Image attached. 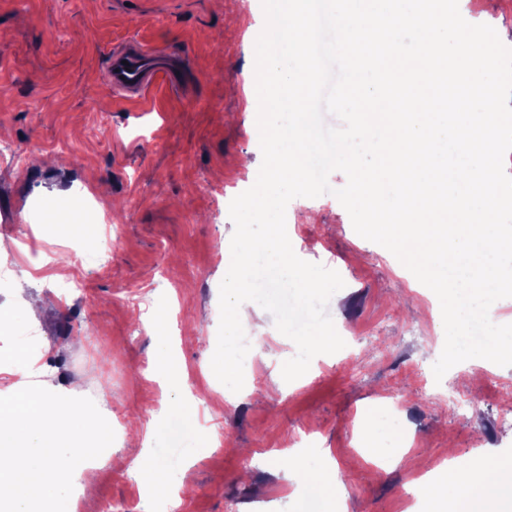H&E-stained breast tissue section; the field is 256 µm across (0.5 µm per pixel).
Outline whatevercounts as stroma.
<instances>
[{"label": "stroma", "mask_w": 512, "mask_h": 512, "mask_svg": "<svg viewBox=\"0 0 512 512\" xmlns=\"http://www.w3.org/2000/svg\"><path fill=\"white\" fill-rule=\"evenodd\" d=\"M459 10L512 48V0H459ZM264 25L260 0L234 14L224 0H0V139L30 156L26 164L0 157V227L37 225L39 241L0 287V311L9 315L0 384L17 380L15 354L36 330L53 363L36 386L77 388L99 422L116 417L113 453L130 462L150 456L175 475L182 512H308L309 501L277 470L324 454L339 467L348 512H424L423 503L405 501L424 471L456 457L512 459V420L503 418L512 366L476 358L447 372L473 410L432 398L441 388L432 372L445 340L440 304L391 252L354 231L335 196L344 172L330 173V193L286 209L295 254L345 283L327 304L344 351L314 357L285 382L281 367L297 347L265 311L243 389L232 392L211 368L234 232L229 204L254 184L262 161L258 101L244 86ZM133 38L180 58L175 93L141 103L108 88L111 51ZM34 100L42 110L30 109ZM90 192L109 202L111 222L98 210L78 212L97 232L80 236L75 255L57 254L73 229L50 223V214L78 211ZM107 246L114 261L101 272L90 257ZM61 264L84 277V298L63 302L49 291ZM35 301L41 313L32 321L26 308ZM162 308L168 320L158 336L144 324ZM162 353L185 367L180 384L141 378V363ZM104 392L110 405L99 402ZM363 426L385 457L412 438L398 467L367 460ZM122 474L113 469L94 484L88 512H151Z\"/></svg>", "instance_id": "1"}]
</instances>
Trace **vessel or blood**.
Returning a JSON list of instances; mask_svg holds the SVG:
<instances>
[{
  "label": "vessel or blood",
  "instance_id": "obj_1",
  "mask_svg": "<svg viewBox=\"0 0 512 512\" xmlns=\"http://www.w3.org/2000/svg\"><path fill=\"white\" fill-rule=\"evenodd\" d=\"M172 66L146 45L135 43L112 54L104 80L112 92L128 100H140L169 88Z\"/></svg>",
  "mask_w": 512,
  "mask_h": 512
}]
</instances>
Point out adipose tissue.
I'll list each match as a JSON object with an SVG mask.
<instances>
[{
    "mask_svg": "<svg viewBox=\"0 0 512 512\" xmlns=\"http://www.w3.org/2000/svg\"><path fill=\"white\" fill-rule=\"evenodd\" d=\"M93 429L95 440L109 445L112 432L98 423L94 413L79 407L75 392L50 396L33 390L26 380H18L0 389V502L18 497L45 505L48 512H73L75 499L85 492L84 463L93 451L82 444V434ZM32 435L49 439L38 457L24 456L22 441ZM289 481L301 485L308 500L326 502L339 495L337 470L329 460H321L317 470L294 465ZM68 485L71 497L55 502L53 493ZM427 512H512V465H470L455 458L444 465L441 476L426 472L414 483Z\"/></svg>",
    "mask_w": 512,
    "mask_h": 512,
    "instance_id": "obj_1",
    "label": "adipose tissue"
}]
</instances>
